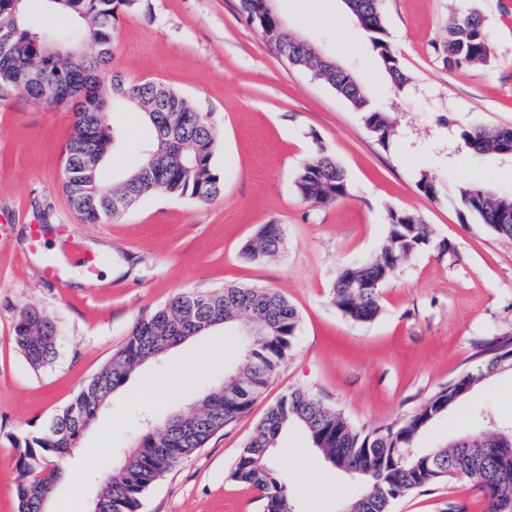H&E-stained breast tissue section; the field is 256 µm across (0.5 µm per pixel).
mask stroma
<instances>
[{"mask_svg":"<svg viewBox=\"0 0 512 512\" xmlns=\"http://www.w3.org/2000/svg\"><path fill=\"white\" fill-rule=\"evenodd\" d=\"M288 31L322 42L353 66L394 132L380 143L362 115L309 72L288 65L237 0H138L118 7L112 64L131 82L159 80L211 113L214 156L224 192L200 205L152 196L107 224L83 223L62 187L63 151L73 131L70 105L37 104L0 91V512H14L26 441L65 408L122 348L133 328L181 291L229 284L271 288L295 307L299 336L249 413L214 434L154 483L140 512H262L258 491L232 477L236 460L268 409L301 389L375 429L412 414L448 380L472 368L484 343L512 337V240L464 211L457 188L486 184L512 193V154L476 155L462 135L474 126L512 128V0H381L386 39L408 77L390 88L365 34L341 0H273ZM478 9L492 59L449 68L444 46L452 16ZM122 151L104 176L139 156L149 130L139 113L106 111ZM346 170L348 193L327 204L303 200L294 181L316 147ZM440 187L420 193L421 174ZM419 216L433 246L393 268L380 312L368 323L345 319L331 302L333 274L374 255L388 213ZM281 226L285 248L252 261L243 250L266 224ZM43 245L29 248V227ZM94 253L95 274L70 262L62 285L43 279L47 264L72 246ZM26 309L57 323L54 359L36 368L14 341ZM227 331L170 349L134 372L102 406L66 459L82 471L70 488L58 480L44 512H88L112 460L131 448L141 418L194 401L203 376L222 373ZM512 424V372L463 398L429 430L445 445L468 431L480 409ZM273 463L298 487L297 512H339L357 487L327 464L299 431L286 434ZM487 488L465 479L397 499L392 512H487Z\"/></svg>","mask_w":512,"mask_h":512,"instance_id":"stroma-1","label":"stroma"}]
</instances>
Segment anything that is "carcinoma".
Wrapping results in <instances>:
<instances>
[{"label": "carcinoma", "mask_w": 512, "mask_h": 512, "mask_svg": "<svg viewBox=\"0 0 512 512\" xmlns=\"http://www.w3.org/2000/svg\"><path fill=\"white\" fill-rule=\"evenodd\" d=\"M137 0H66L53 6L80 22L75 29L48 30L30 19L24 4L0 0V87L21 92L35 103H70L74 95L88 102L141 111L152 137L138 162L112 182L97 168V199L89 205L80 184L85 145H101L103 155L115 151L117 136L104 120V112H74V134L64 151L63 189L76 213L87 224H104L122 215L114 201L131 209L153 194H164L207 204L224 191V175L213 159L219 140L209 114L181 91L159 81L130 84L112 68L110 42L117 6L129 8ZM240 13L270 37L286 62L313 72L322 49L290 37L276 26L278 15L270 0H238ZM352 15L367 33L381 71L400 88L407 81L384 34L380 0H356ZM89 40L92 54L74 52ZM492 48L485 19L477 10L457 13L448 25L446 62L450 68L471 67L490 61ZM363 114L366 127L386 143L391 126L386 113L375 107L350 68L336 72L325 67L319 78ZM466 144L478 152H512V129L491 130L476 126L464 134ZM299 196L326 204L347 194L346 174L335 158L319 149L295 179ZM462 205L496 233L512 239V195L482 184L458 188ZM389 229L379 242L375 257L340 268L332 283V302L348 320L367 323L380 311L381 289L396 265L432 243L427 225L409 211L392 210ZM284 236L278 224H266L244 248L253 260L278 256ZM213 316L235 327L224 348V358L236 356L243 363L204 383L198 399L179 411L189 428L182 432L163 429L140 434L134 448L113 464L111 474L94 501L99 512H138L147 490L181 459L203 447L227 424L248 413L281 368L299 336L296 309L273 289L228 286L212 291H186L171 297L131 332L121 350L75 395L70 404L39 435L26 442L18 467L17 512H44L45 493L55 486L60 472L53 460L77 447L82 435L110 399L138 367L154 358L147 337L160 332L182 342L202 333L199 325ZM57 324L35 309L20 315L14 329L17 347L34 367L53 359ZM512 354V340L497 339L477 353L475 369L451 379L411 415L383 429L355 427L338 410L314 395L294 389L272 406L257 436L243 448L232 477L261 493L263 512H290L297 496L288 476L275 467L269 449L276 447L290 428L300 429L312 447L336 464V449L349 464L361 467L360 491L344 506V512H390L392 501L440 482L467 478L485 484L490 491L488 512H512V475L498 474L503 461L512 467V427L482 424L459 436L455 448H420L430 425L445 417L458 402V389H472L512 365L502 358ZM419 452L408 455L407 449Z\"/></svg>", "instance_id": "cac0c4a2"}]
</instances>
